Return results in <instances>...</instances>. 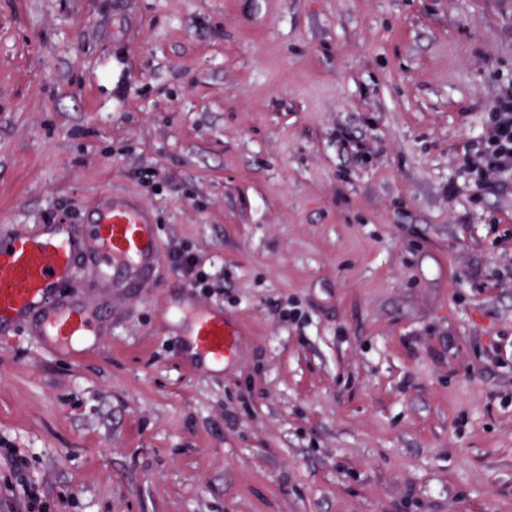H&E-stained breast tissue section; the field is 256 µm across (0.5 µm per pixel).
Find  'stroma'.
Wrapping results in <instances>:
<instances>
[{"label":"stroma","mask_w":512,"mask_h":512,"mask_svg":"<svg viewBox=\"0 0 512 512\" xmlns=\"http://www.w3.org/2000/svg\"><path fill=\"white\" fill-rule=\"evenodd\" d=\"M509 82L512 0H0V237L109 190L159 239L60 288L95 350L0 343L45 512H512V176L462 167ZM190 336L196 352L208 363L224 364L235 349L237 333L228 328L223 312L214 311L194 317Z\"/></svg>","instance_id":"35a3bbf8"}]
</instances>
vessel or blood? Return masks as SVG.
Segmentation results:
<instances>
[{
	"mask_svg": "<svg viewBox=\"0 0 512 512\" xmlns=\"http://www.w3.org/2000/svg\"><path fill=\"white\" fill-rule=\"evenodd\" d=\"M157 254L152 212L140 199L100 194L80 223L47 220L40 233L0 237V336L37 320L46 349L97 335L96 317L80 303L61 301L60 284L87 275L93 287L144 288ZM190 334L196 352L220 364L236 346L220 311L197 314Z\"/></svg>",
	"mask_w": 512,
	"mask_h": 512,
	"instance_id": "1",
	"label": "vessel or blood"
}]
</instances>
